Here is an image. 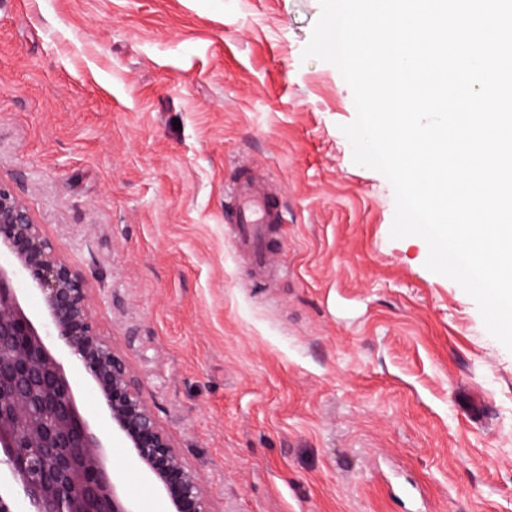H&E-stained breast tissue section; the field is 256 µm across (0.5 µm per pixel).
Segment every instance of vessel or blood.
<instances>
[{
    "label": "vessel or blood",
    "instance_id": "vessel-or-blood-1",
    "mask_svg": "<svg viewBox=\"0 0 512 512\" xmlns=\"http://www.w3.org/2000/svg\"><path fill=\"white\" fill-rule=\"evenodd\" d=\"M224 195L234 206V252L249 261L260 282L271 283L282 267L270 240L287 216L272 196L267 177L239 167L237 176L225 184Z\"/></svg>",
    "mask_w": 512,
    "mask_h": 512
}]
</instances>
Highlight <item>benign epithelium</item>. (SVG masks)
Returning <instances> with one entry per match:
<instances>
[{
    "label": "benign epithelium",
    "mask_w": 512,
    "mask_h": 512,
    "mask_svg": "<svg viewBox=\"0 0 512 512\" xmlns=\"http://www.w3.org/2000/svg\"><path fill=\"white\" fill-rule=\"evenodd\" d=\"M38 297L44 314L24 308ZM54 338L103 396L143 476L168 512H211L195 471L145 403L121 352L99 333L87 282L0 179V474L26 512H139L108 466L104 436L80 412Z\"/></svg>",
    "instance_id": "obj_1"
}]
</instances>
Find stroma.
Wrapping results in <instances>:
<instances>
[{
	"mask_svg": "<svg viewBox=\"0 0 512 512\" xmlns=\"http://www.w3.org/2000/svg\"><path fill=\"white\" fill-rule=\"evenodd\" d=\"M319 0H0V177L87 280L96 325L212 512H512V351L391 236L353 93L303 59ZM274 178L285 271L231 246L237 160ZM81 413L160 512L80 367Z\"/></svg>",
	"mask_w": 512,
	"mask_h": 512,
	"instance_id": "1",
	"label": "stroma"
}]
</instances>
